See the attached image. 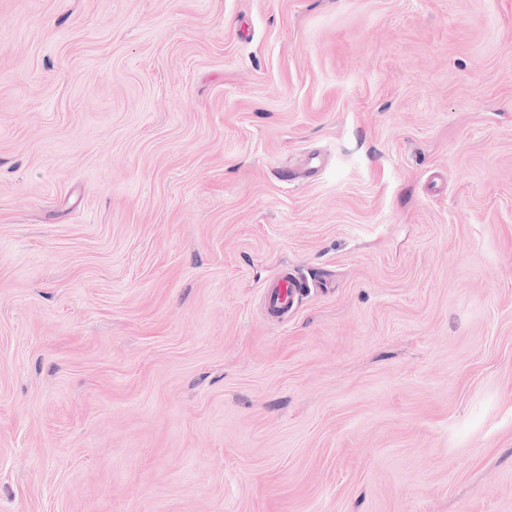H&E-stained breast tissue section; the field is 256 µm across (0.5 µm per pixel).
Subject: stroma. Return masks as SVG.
<instances>
[{
  "instance_id": "stroma-1",
  "label": "stroma",
  "mask_w": 512,
  "mask_h": 512,
  "mask_svg": "<svg viewBox=\"0 0 512 512\" xmlns=\"http://www.w3.org/2000/svg\"><path fill=\"white\" fill-rule=\"evenodd\" d=\"M0 512H512V0H0ZM272 289L267 293L268 302L271 306L284 307L293 300L298 284L293 279L285 278L281 283H278L271 287Z\"/></svg>"
}]
</instances>
